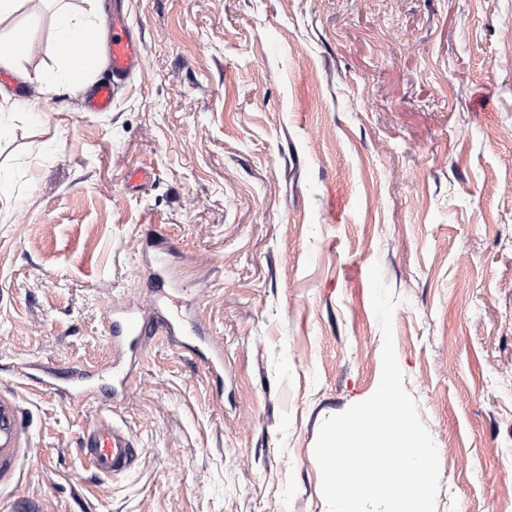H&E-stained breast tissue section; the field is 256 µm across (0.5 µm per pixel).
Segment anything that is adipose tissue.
<instances>
[{"label": "adipose tissue", "mask_w": 512, "mask_h": 512, "mask_svg": "<svg viewBox=\"0 0 512 512\" xmlns=\"http://www.w3.org/2000/svg\"><path fill=\"white\" fill-rule=\"evenodd\" d=\"M26 0H0V68L28 77L26 63L33 45L27 26L15 20ZM51 9L52 47L57 62L53 77L57 85L82 89L86 77L99 64L95 52L76 47L82 36H98L104 29L105 16L101 0H88L83 10L74 9L71 0H49Z\"/></svg>", "instance_id": "obj_1"}]
</instances>
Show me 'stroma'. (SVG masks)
<instances>
[{
  "label": "stroma",
  "instance_id": "35a3bbf8",
  "mask_svg": "<svg viewBox=\"0 0 512 512\" xmlns=\"http://www.w3.org/2000/svg\"><path fill=\"white\" fill-rule=\"evenodd\" d=\"M124 6L143 58L111 111L0 69L41 110L0 154L25 198L0 202V386L109 360L105 304L152 315L157 255L224 380L146 339L112 411L143 452L109 478L76 451L98 405L23 390L33 454L0 512H328L319 427L381 377L376 263L437 512H512V0ZM16 19L54 70L48 10ZM195 334L197 335V339L201 340V346L204 351L199 348L196 351L199 355L204 359V365L207 368L208 372L211 376H214L217 379H223L224 377V355L223 351L218 347L214 346L205 341L206 336H202V332L199 328H195Z\"/></svg>",
  "mask_w": 512,
  "mask_h": 512
}]
</instances>
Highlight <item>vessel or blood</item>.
Segmentation results:
<instances>
[{"instance_id":"1","label":"vessel or blood","mask_w":512,"mask_h":512,"mask_svg":"<svg viewBox=\"0 0 512 512\" xmlns=\"http://www.w3.org/2000/svg\"><path fill=\"white\" fill-rule=\"evenodd\" d=\"M108 75L96 80L84 102L86 111L108 112L112 109L119 86L139 68L141 41L135 37L127 11L112 15V33L106 46ZM108 342L116 351L133 347L140 340L156 335L180 341L183 313L178 309L160 308L153 317L132 309L109 304ZM201 356L211 376L223 378L224 355L221 349L203 343ZM14 375L70 402H95L111 406L118 394L114 385L119 377L117 363L96 369L76 366H53L39 361L18 364ZM31 423L21 406V394L15 387H0V491L11 488L20 475L19 468L28 458L32 439ZM142 449L134 433L111 416L97 415L83 429L79 454L96 473L104 476L122 474L136 464Z\"/></svg>"}]
</instances>
